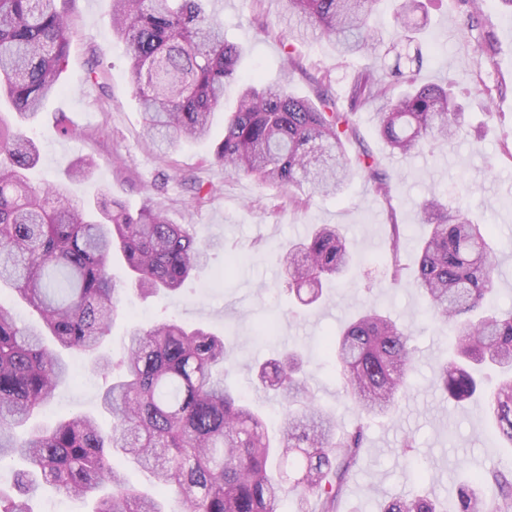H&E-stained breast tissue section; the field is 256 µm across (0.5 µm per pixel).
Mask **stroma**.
<instances>
[{
  "label": "stroma",
  "mask_w": 512,
  "mask_h": 512,
  "mask_svg": "<svg viewBox=\"0 0 512 512\" xmlns=\"http://www.w3.org/2000/svg\"><path fill=\"white\" fill-rule=\"evenodd\" d=\"M64 8L73 37L61 89L46 101L36 121L17 125L39 150L32 183L68 180L71 166L90 156L95 160L92 171L68 180L74 198L93 204L105 197L132 213L156 205L172 222L192 224L199 240L218 243L207 266L180 294L129 293L112 326L110 355L122 356V340L131 326L163 318L227 334L234 366L226 381L251 399L275 431L281 425L280 407L255 394L250 368L296 346L308 362L319 402L347 429L357 414L343 395L335 367L324 361L321 343L325 336L338 334L358 309L370 306L408 326L417 364L411 387L393 414L370 421L342 512H379L382 499L395 494H426L445 502L454 497L470 468L512 464V450L489 438L492 424L482 400L458 403L442 394L437 381L448 333L423 315L416 289L391 281L384 256L390 227L399 225L401 262L413 267L424 233L421 202L433 194L451 206L465 200L495 230L496 305L512 308V14L499 0H482L476 11L465 0L428 4L422 50L430 60L420 81L454 83L469 135L432 153L392 158L376 133L373 112L357 113L358 136L346 149L352 153L364 147L376 156L391 177V202H383L366 173L355 168L341 196L319 198L307 206L295 203L286 190L228 175L212 162L213 148L224 135L220 118L207 140L178 143L167 158H159L144 135L124 47L112 35V0H66ZM212 8L224 22L225 39L245 50V75L264 82L289 75L301 97L314 98L322 89L343 100L352 75L363 64L357 56L340 58L331 42L284 15L279 0H212ZM266 19L275 24L267 34L259 29ZM282 31L292 35V54H285L279 41ZM94 66L101 75L97 84L88 79ZM321 75L328 78L322 87L315 82ZM61 113L79 128V137L58 133L56 117ZM198 183L214 188L201 204L194 200ZM316 224L343 230L353 247L354 268L343 286L325 289L322 302L304 306L282 285L276 248L307 236ZM229 252L246 253L250 259L228 274L224 259ZM269 314L279 318L276 335H256L257 320ZM66 358L72 379L56 390L40 422L101 413L98 394L104 376L87 355L70 352ZM407 438L413 448L405 457L401 444Z\"/></svg>",
  "instance_id": "stroma-1"
}]
</instances>
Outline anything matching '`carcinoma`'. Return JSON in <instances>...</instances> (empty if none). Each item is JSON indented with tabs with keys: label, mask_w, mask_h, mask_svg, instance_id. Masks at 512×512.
Returning a JSON list of instances; mask_svg holds the SVG:
<instances>
[{
	"label": "carcinoma",
	"mask_w": 512,
	"mask_h": 512,
	"mask_svg": "<svg viewBox=\"0 0 512 512\" xmlns=\"http://www.w3.org/2000/svg\"><path fill=\"white\" fill-rule=\"evenodd\" d=\"M58 0H0V106L35 119L60 89L70 47L67 14ZM209 0H112V31L126 47L134 93L152 147L163 158L177 140L208 137L224 93L238 90L224 119V138L212 161L230 175L295 190L305 205L318 195H340L348 168L363 169L374 192L391 202V178L362 148L353 116L384 100L376 130L390 154L403 158L443 146L464 130L445 85L422 84L417 34L427 25L422 0H394L392 34L371 19L381 0H279L282 10L332 40L340 55L360 52L372 64L356 71L348 110L332 98L319 103L281 81L262 84L238 69L242 49L224 39V24ZM407 91L389 97L388 76ZM39 159L35 142L0 113V286L7 285L40 316L22 326L0 305V462H24L12 489L0 487V512H33L29 492L43 481L87 500L93 512H277L289 495L296 512H340L359 464L370 416L387 415L405 393L415 363L412 336L373 309L359 313L327 340L325 357L340 369L345 395L358 410L356 425L339 431L336 415L316 402L299 354L291 350L262 364L256 387L283 407V426L271 437L264 420L224 386L230 361L226 338L169 319L133 327L123 358L104 352L125 286L108 271L121 255L130 287L141 295L175 294L209 260L189 224H174L161 209L136 214L72 200L64 182L30 185ZM427 234L419 242L413 285L424 313L448 326L453 353L440 366V388L455 401L473 397L482 370L497 383L485 410L495 439L512 447V311L493 307L498 270L493 228L431 197L421 205ZM402 241L393 231L390 271L402 278ZM288 291L304 304L323 297V282L344 279L354 263L350 242L333 224H320L279 251ZM64 351L93 358L111 377L100 396L111 417L76 415L17 430L69 378ZM147 471L165 489L156 497L132 486L112 462V451ZM381 512H441L421 495H396ZM448 512H512V467L472 472Z\"/></svg>",
	"instance_id": "cac0c4a2"
}]
</instances>
